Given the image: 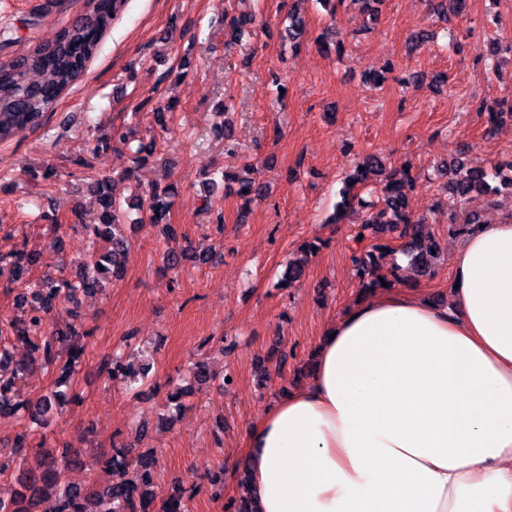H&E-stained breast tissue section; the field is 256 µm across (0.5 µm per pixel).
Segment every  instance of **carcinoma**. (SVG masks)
Returning a JSON list of instances; mask_svg holds the SVG:
<instances>
[{
	"label": "carcinoma",
	"mask_w": 512,
	"mask_h": 512,
	"mask_svg": "<svg viewBox=\"0 0 512 512\" xmlns=\"http://www.w3.org/2000/svg\"><path fill=\"white\" fill-rule=\"evenodd\" d=\"M247 10L231 21L232 38L239 40L245 28L255 23L252 0H239ZM125 0H87V12L68 28L62 29L50 41L36 45L25 54L7 63H0V142H8L20 133L41 127L47 113L54 110L62 93L76 84L84 75L88 63L98 51L99 43L114 21L124 10ZM136 131L132 128H117L112 134L98 140L97 149H107L112 141L128 147L133 167L149 161L153 145L132 146ZM446 188L455 197L465 200L488 190V173L481 167L470 166L463 158L447 163L440 170ZM382 183L381 195L370 207V214L362 228L374 235H385L399 243L398 252L409 258V264L418 276L432 273L438 258L439 244L424 234L423 218H415L407 211L408 194L414 183L406 173L387 171L383 159L372 154L365 157L356 168V174L348 179V185L369 181ZM209 194L224 189L227 194L241 198L263 194L264 185L257 178V168L251 163L243 165L237 173L224 172L221 177L208 179ZM102 207L101 223L88 228L89 245L78 262L76 280H60L49 275L26 284V276L37 260V254L21 247L7 256L0 255V266H11V283L29 288L23 296V310L27 319L0 317V414L18 410L19 404L12 399L16 378L41 367L58 369L61 375L57 385L44 391L37 398L36 421H46L63 400L64 392L58 386L70 383L75 366L84 353L79 336L60 332L51 326L50 316L56 304L69 299L79 289H104L102 276L112 270L116 276L123 267L128 251L126 239L115 233V229L127 217V210H138L137 222L163 224L168 234H174L167 223L171 198L175 195L171 187L153 186L144 197L128 203L117 196L114 184L108 179L97 180L88 186ZM319 249L317 241H307L302 246L304 257L288 262L280 282L289 288L304 274L307 257ZM393 251L387 244H375L364 253L353 257L352 262L361 288L373 291L387 282L392 288L401 282L394 265L384 280H379L377 270L386 253ZM185 259L180 249H171L163 257L162 274L176 270ZM109 376L127 380L134 386L144 382L147 369L137 371L119 352H112L108 361ZM28 434L23 432L13 442L0 446V473L5 466L3 458L14 454L27 459ZM42 452L34 454L35 462L23 465L21 479L30 495L13 492L9 497H0V512H30L36 498L45 493L53 496V512H188L184 494L180 490L164 493L151 488L153 470L157 458L152 454L133 453L125 445H112L111 453L91 456V464L106 461L108 467L120 473L111 484L102 490L84 489L61 483L57 470L66 469L77 462L68 449L59 451L48 462L39 460Z\"/></svg>",
	"instance_id": "carcinoma-1"
}]
</instances>
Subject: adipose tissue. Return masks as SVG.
<instances>
[{
    "label": "adipose tissue",
    "mask_w": 512,
    "mask_h": 512,
    "mask_svg": "<svg viewBox=\"0 0 512 512\" xmlns=\"http://www.w3.org/2000/svg\"><path fill=\"white\" fill-rule=\"evenodd\" d=\"M450 305L379 290L245 430L253 512H512V220L451 259Z\"/></svg>",
    "instance_id": "ef3b65f1"
}]
</instances>
